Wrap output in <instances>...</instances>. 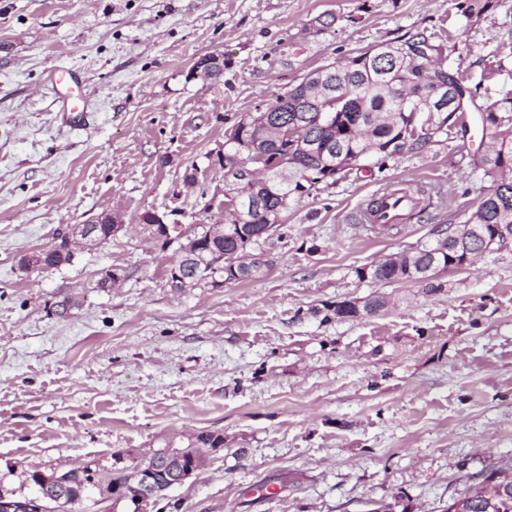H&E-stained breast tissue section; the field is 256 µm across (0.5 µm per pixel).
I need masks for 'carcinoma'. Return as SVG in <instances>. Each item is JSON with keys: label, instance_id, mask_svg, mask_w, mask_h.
<instances>
[{"label": "carcinoma", "instance_id": "1", "mask_svg": "<svg viewBox=\"0 0 512 512\" xmlns=\"http://www.w3.org/2000/svg\"><path fill=\"white\" fill-rule=\"evenodd\" d=\"M455 9L466 20L488 11L493 0H453ZM324 89L330 98L323 104L326 119L317 122L318 109L308 104L310 86L302 83L288 89V98L278 97L277 111L270 117L278 124L274 140H262L267 163L283 160L294 164L300 177L284 187L264 186L253 194L255 212L244 222L227 214L221 238H210L208 232L194 236L190 252L192 264L180 259L182 276H196L195 287L219 288L230 282H243L264 273L268 261L263 259L264 243L259 232L268 224L282 229L290 207L310 196L317 185L352 168L373 171L369 161L393 156L392 143L424 116L434 117V124L421 141H411L407 150L417 151L448 134L453 117L466 112L471 105L479 114L483 136L490 145L480 157L473 159L488 182L475 210L463 225L464 243H448L443 250L434 247L403 252L356 270L359 280L377 283L416 282L426 297L445 292L438 272L450 267L468 265L471 257L500 250L512 244V90L480 89L464 84L459 73L445 64L443 46L416 34L376 48L355 50L336 68L325 73ZM320 142L317 152L310 154L300 146L302 137ZM385 294L365 300L347 299L323 302L310 309V314L325 323L333 319L356 320L388 308ZM224 438L201 432L180 449L184 468L200 469L203 448H222ZM165 450L155 451L148 460L115 454V465L101 468L91 464L83 473L52 470L81 494L82 502L97 505L92 497V480L100 476L108 480L106 494L115 506L128 500L114 491L132 492L131 478L137 467L152 466ZM27 496L0 487V512H16L13 505ZM464 502L466 512H512V466L508 469L478 472L467 477L464 489L450 502Z\"/></svg>", "mask_w": 512, "mask_h": 512}]
</instances>
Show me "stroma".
<instances>
[{"mask_svg":"<svg viewBox=\"0 0 512 512\" xmlns=\"http://www.w3.org/2000/svg\"><path fill=\"white\" fill-rule=\"evenodd\" d=\"M326 14L336 22L314 29ZM419 33L466 83L512 90V0L469 21L452 0H0V486L209 431L223 447L147 512H379L398 499L441 512L468 475L512 461V246L443 272L432 298L356 276L475 209L487 183L471 159L486 144L472 112L464 136L319 184L259 278L174 292L178 244L139 228L147 211L175 212L190 237L220 220L224 173L207 156L225 130L307 71ZM205 54L223 56L219 81L188 79ZM65 65L83 74L88 126L45 88ZM397 181L439 198L385 237L355 224ZM105 210L123 225L108 242L21 269ZM109 267L124 280L98 287ZM63 291L77 305L59 318ZM376 293L394 299L376 315L309 313Z\"/></svg>","mask_w":512,"mask_h":512,"instance_id":"35a3bbf8","label":"stroma"}]
</instances>
